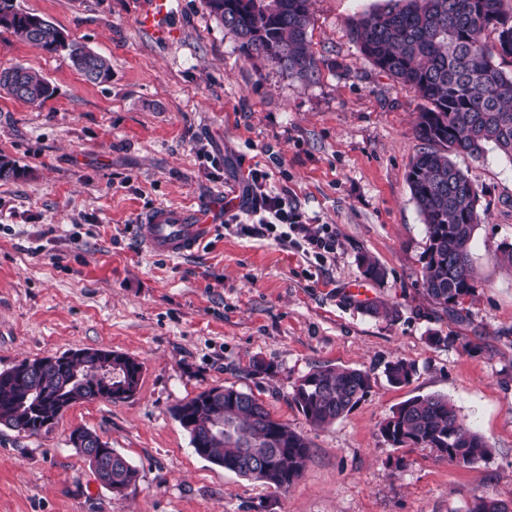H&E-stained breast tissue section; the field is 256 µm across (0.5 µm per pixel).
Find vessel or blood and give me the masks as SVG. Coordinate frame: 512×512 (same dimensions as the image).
Here are the masks:
<instances>
[{
    "instance_id": "obj_1",
    "label": "vessel or blood",
    "mask_w": 512,
    "mask_h": 512,
    "mask_svg": "<svg viewBox=\"0 0 512 512\" xmlns=\"http://www.w3.org/2000/svg\"><path fill=\"white\" fill-rule=\"evenodd\" d=\"M217 221V214L203 207H160L144 216L141 239L155 254L182 257L193 252Z\"/></svg>"
}]
</instances>
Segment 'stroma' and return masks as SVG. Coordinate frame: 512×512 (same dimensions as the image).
Listing matches in <instances>:
<instances>
[{"mask_svg":"<svg viewBox=\"0 0 512 512\" xmlns=\"http://www.w3.org/2000/svg\"><path fill=\"white\" fill-rule=\"evenodd\" d=\"M68 40L106 57L92 84L68 50L0 28V69L40 72L41 104L0 91V154L22 169L0 180V370L28 358L110 349L142 365L137 392L72 406L28 435L0 426V512H464L474 496L512 501V162L493 149L455 162L481 193L471 245L479 286L448 314L423 291L427 232L407 173L423 144L422 105L381 73L351 32L386 0H311L315 80L241 56L204 0H171L166 37L140 21L147 0H14ZM287 190L309 223L336 234L318 259L271 236L217 225L186 256L146 253L137 226L157 206L221 203L253 166ZM381 264L366 280L359 259ZM362 289V306L351 302ZM396 306L389 322L363 305ZM457 335L451 345L432 333ZM396 359L409 384L388 382ZM263 371H254L255 362ZM362 369L367 396L324 428L291 396L322 365ZM234 387L306 437L310 459L281 491L198 457L171 409ZM447 396L492 453L459 466L392 447L381 422L406 400ZM96 431L139 471L115 495L68 443ZM404 467H397V460Z\"/></svg>","mask_w":512,"mask_h":512,"instance_id":"35a3bbf8","label":"stroma"}]
</instances>
